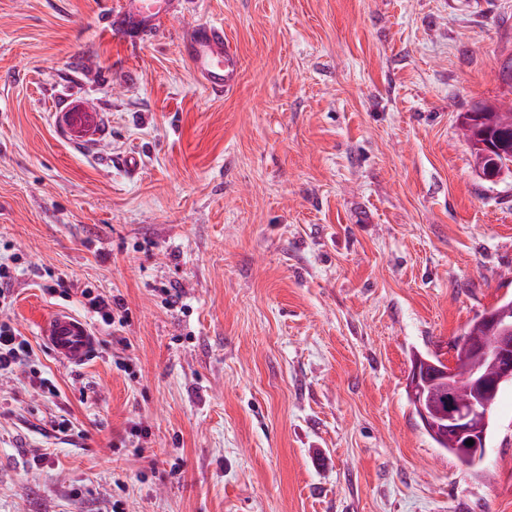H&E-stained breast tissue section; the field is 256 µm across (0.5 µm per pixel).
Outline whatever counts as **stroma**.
I'll use <instances>...</instances> for the list:
<instances>
[{
	"mask_svg": "<svg viewBox=\"0 0 512 512\" xmlns=\"http://www.w3.org/2000/svg\"><path fill=\"white\" fill-rule=\"evenodd\" d=\"M119 5L0 0V319L35 363L0 377V512H512V384L475 467L406 388L512 297V176L458 124L512 104V0H186L135 47ZM209 22L223 98L179 50ZM57 310L84 365L39 337ZM180 49L190 63L196 81L211 95L224 97L236 89L240 59L224 38L223 26H195L183 37ZM84 297L87 299V304L92 312L98 314L103 321L114 324L117 320L118 323L123 322L122 306L116 300L112 301L99 294L93 295L91 289L84 290ZM40 335L54 356L68 365L84 363L95 343L89 324L66 310L54 312L42 325Z\"/></svg>",
	"mask_w": 512,
	"mask_h": 512,
	"instance_id": "obj_1",
	"label": "stroma"
}]
</instances>
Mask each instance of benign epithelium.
<instances>
[{"mask_svg":"<svg viewBox=\"0 0 512 512\" xmlns=\"http://www.w3.org/2000/svg\"><path fill=\"white\" fill-rule=\"evenodd\" d=\"M507 317L506 312L487 314V335L478 340L464 337L460 342L470 357L496 370L493 377L487 376L483 369L471 372L467 381L470 397L464 404H454L461 382L451 365L434 366L419 358L407 378V386L412 391L420 382L429 379L441 386L448 396V405L418 397L415 401L416 414L427 431L440 441L446 443L448 435H453L457 441L454 451L466 462L478 460L485 452L483 446L492 420L493 397L502 382L512 380V321ZM469 439L474 441L471 446L465 444Z\"/></svg>","mask_w":512,"mask_h":512,"instance_id":"7a95c632","label":"benign epithelium"}]
</instances>
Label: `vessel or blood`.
Wrapping results in <instances>:
<instances>
[{"instance_id":"obj_1","label":"vessel or blood","mask_w":512,"mask_h":512,"mask_svg":"<svg viewBox=\"0 0 512 512\" xmlns=\"http://www.w3.org/2000/svg\"><path fill=\"white\" fill-rule=\"evenodd\" d=\"M182 0H122L111 16L112 28L131 45L159 33L179 10ZM196 81L211 95L224 97L239 82L240 59L224 37L223 26L201 24L187 33L180 45ZM42 340L54 356L68 365L84 363L95 343L89 324L66 310L54 312L42 325Z\"/></svg>"}]
</instances>
